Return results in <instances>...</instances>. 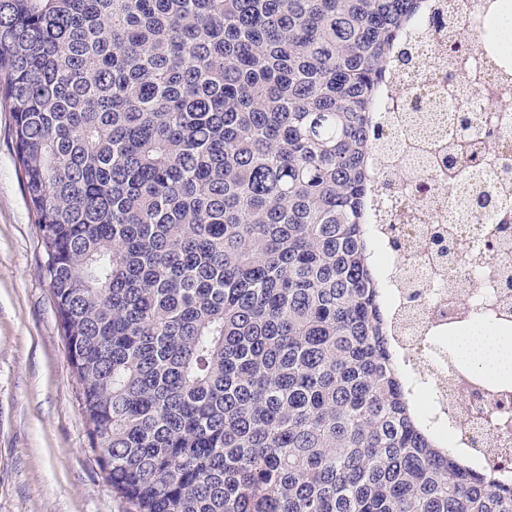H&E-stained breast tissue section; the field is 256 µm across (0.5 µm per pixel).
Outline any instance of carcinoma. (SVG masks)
Returning a JSON list of instances; mask_svg holds the SVG:
<instances>
[{"label":"carcinoma","instance_id":"1","mask_svg":"<svg viewBox=\"0 0 512 512\" xmlns=\"http://www.w3.org/2000/svg\"><path fill=\"white\" fill-rule=\"evenodd\" d=\"M427 10L0 0V102L123 512H512L426 424L371 231L376 117ZM459 124L460 179L487 146L512 169L501 123Z\"/></svg>","mask_w":512,"mask_h":512}]
</instances>
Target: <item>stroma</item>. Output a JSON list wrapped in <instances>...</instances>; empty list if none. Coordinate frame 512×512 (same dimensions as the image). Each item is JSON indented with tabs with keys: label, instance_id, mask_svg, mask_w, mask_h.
<instances>
[{
	"label": "stroma",
	"instance_id": "stroma-1",
	"mask_svg": "<svg viewBox=\"0 0 512 512\" xmlns=\"http://www.w3.org/2000/svg\"><path fill=\"white\" fill-rule=\"evenodd\" d=\"M0 104V512H121L92 451Z\"/></svg>",
	"mask_w": 512,
	"mask_h": 512
}]
</instances>
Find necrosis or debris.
<instances>
[{
	"label": "necrosis or debris",
	"instance_id": "obj_1",
	"mask_svg": "<svg viewBox=\"0 0 512 512\" xmlns=\"http://www.w3.org/2000/svg\"><path fill=\"white\" fill-rule=\"evenodd\" d=\"M492 0H430L426 17L410 32L405 60L390 75V90L379 114L385 141L377 154V167L393 174L415 158H430L433 143H444L455 130L458 115L470 112L473 94L449 93V84L478 72L483 84L500 83L512 74L484 42H477L461 57H449L447 34L452 27L488 15ZM415 172H408L401 191L393 198L379 197L378 236H385L390 216L411 206L422 219L403 227L405 246L390 253L393 310L401 319L395 339L416 381L434 392L431 414L448 425L456 447L485 469L495 468L499 478L512 477V404L495 420L479 414L480 398L490 390L469 377L466 359L452 355L449 344L467 326L474 313L503 331L512 330L506 301H512V277L493 268L488 255L475 250L486 218L512 209V177L497 180L488 204L458 206L440 193L414 195ZM441 226L461 244L462 258L443 262L420 245L428 224ZM418 275L427 291L421 302L410 304L411 275Z\"/></svg>",
	"mask_w": 512,
	"mask_h": 512
}]
</instances>
